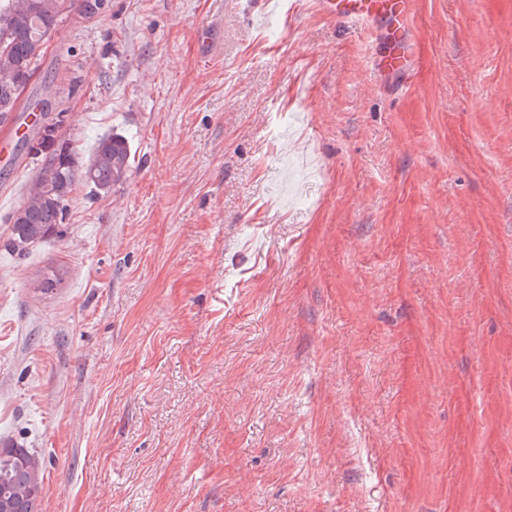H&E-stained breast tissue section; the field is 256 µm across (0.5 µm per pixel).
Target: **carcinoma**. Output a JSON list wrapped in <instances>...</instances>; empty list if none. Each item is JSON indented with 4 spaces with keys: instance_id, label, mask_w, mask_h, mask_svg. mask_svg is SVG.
I'll list each match as a JSON object with an SVG mask.
<instances>
[{
    "instance_id": "1",
    "label": "carcinoma",
    "mask_w": 512,
    "mask_h": 512,
    "mask_svg": "<svg viewBox=\"0 0 512 512\" xmlns=\"http://www.w3.org/2000/svg\"><path fill=\"white\" fill-rule=\"evenodd\" d=\"M71 0H0V104L17 110L22 91L33 78L46 43L55 32ZM62 120L44 124L25 140L27 153L41 159L34 190L11 215V234L4 247L18 258L47 237L61 236L67 220V202L77 180L90 185L96 195H107L123 185L132 167L133 147L120 132L98 139L84 162L77 161L71 143L62 138ZM66 270L55 267L45 275L39 290L48 294L63 281ZM45 459L19 439H0V500L7 512H41Z\"/></svg>"
}]
</instances>
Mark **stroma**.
<instances>
[{
	"instance_id": "obj_1",
	"label": "stroma",
	"mask_w": 512,
	"mask_h": 512,
	"mask_svg": "<svg viewBox=\"0 0 512 512\" xmlns=\"http://www.w3.org/2000/svg\"><path fill=\"white\" fill-rule=\"evenodd\" d=\"M261 2L52 35L23 106L134 162L0 247V437L42 512H512V0H413L405 90L360 27ZM7 132L0 244L41 167Z\"/></svg>"
}]
</instances>
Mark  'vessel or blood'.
<instances>
[{
  "label": "vessel or blood",
  "instance_id": "b4317fda",
  "mask_svg": "<svg viewBox=\"0 0 512 512\" xmlns=\"http://www.w3.org/2000/svg\"><path fill=\"white\" fill-rule=\"evenodd\" d=\"M315 5L336 21L359 25L374 38L377 48L370 65L381 77L412 74V0H315Z\"/></svg>",
  "mask_w": 512,
  "mask_h": 512
}]
</instances>
